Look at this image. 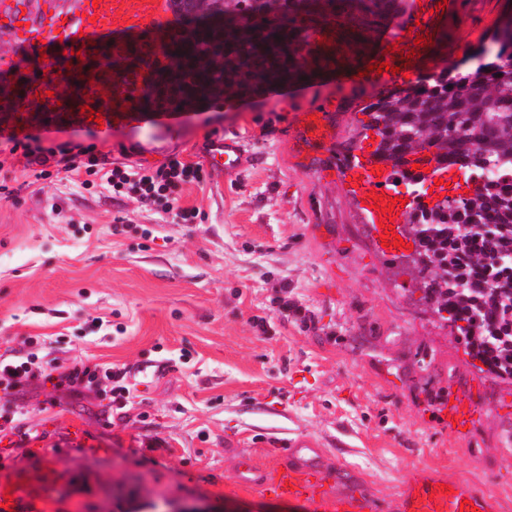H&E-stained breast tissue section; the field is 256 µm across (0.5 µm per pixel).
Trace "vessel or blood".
Listing matches in <instances>:
<instances>
[{
	"instance_id": "b4317fda",
	"label": "vessel or blood",
	"mask_w": 512,
	"mask_h": 512,
	"mask_svg": "<svg viewBox=\"0 0 512 512\" xmlns=\"http://www.w3.org/2000/svg\"><path fill=\"white\" fill-rule=\"evenodd\" d=\"M439 0H421L411 15L382 35L383 48L368 62L341 64L336 68L343 82H395L391 72H373L372 64L391 61L387 46L399 43L402 52L416 48L417 36H434L445 10ZM38 0H0V12L19 13L29 24L27 51H41L47 57L46 77L32 76L25 68L13 67L9 81L0 82V134L37 127H88L82 106L101 113L105 131L161 126L175 128L182 114L174 106L159 103L142 106L152 70L168 63L181 41V26L175 0H62L68 15L65 26L57 28L39 19ZM419 49V48H416ZM428 56V48L419 49ZM44 99H37V92ZM43 101V111L32 108ZM210 167L235 173L243 165L245 152L240 141L224 137L209 139L205 146ZM362 194L376 192L394 196L389 173L372 174L370 167L352 168ZM309 444L289 442L271 470L255 467L250 458L240 460L237 481L245 487L274 488L280 497L303 499L316 504L319 512H368L369 501L353 492H334L328 471L317 459L307 457ZM45 468L40 483L17 473L14 482L0 485V498L11 499L13 512H46L44 488L53 478ZM440 481L424 478L406 489L400 512H460L463 501L473 502L478 512H492L493 504L476 491L455 485L453 493H437Z\"/></svg>"
}]
</instances>
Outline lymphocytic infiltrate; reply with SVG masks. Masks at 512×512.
I'll return each instance as SVG.
<instances>
[{
	"label": "lymphocytic infiltrate",
	"instance_id": "lymphocytic-infiltrate-1",
	"mask_svg": "<svg viewBox=\"0 0 512 512\" xmlns=\"http://www.w3.org/2000/svg\"><path fill=\"white\" fill-rule=\"evenodd\" d=\"M13 146L21 150L26 166H39L40 179H50L57 172L79 175L84 188L106 182L113 193L144 207L176 211L185 223H193L199 215L198 209L178 206L177 194L185 184L202 182V169L183 162L178 155H170L156 168L130 170L109 165L107 155L93 143L69 140L46 147L38 135L31 133L23 140L14 141ZM36 389L50 390L56 396L97 395L106 399L108 409L119 413L134 399L137 386L131 382L127 368L112 364L90 366L77 359L52 358L46 351L45 339L26 337L21 348L0 355L1 434H14L21 429L23 420L12 405Z\"/></svg>",
	"mask_w": 512,
	"mask_h": 512
}]
</instances>
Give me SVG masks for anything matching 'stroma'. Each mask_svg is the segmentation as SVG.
<instances>
[{
    "instance_id": "obj_1",
    "label": "stroma",
    "mask_w": 512,
    "mask_h": 512,
    "mask_svg": "<svg viewBox=\"0 0 512 512\" xmlns=\"http://www.w3.org/2000/svg\"><path fill=\"white\" fill-rule=\"evenodd\" d=\"M511 16L512 0H457L416 76L476 68ZM383 93L330 70L190 108L173 135H99L115 163L157 167L176 153L204 167L203 183L179 192L180 206L200 211L194 224L63 174L0 198V354L41 335L55 356L124 366L139 380L121 418L95 397L16 401L24 430L0 440V483L53 465L51 512L194 500L220 512H314L236 479L239 456L266 469L275 445L309 439L373 512H398L421 476L512 512V380L473 367L411 276L393 277L395 253L341 173L345 145L366 161L362 109ZM316 106L333 121L327 147L299 131ZM217 134L243 141L240 172L206 169L203 145ZM148 139L163 155L141 158ZM452 400L468 409L467 426L449 424Z\"/></svg>"
}]
</instances>
